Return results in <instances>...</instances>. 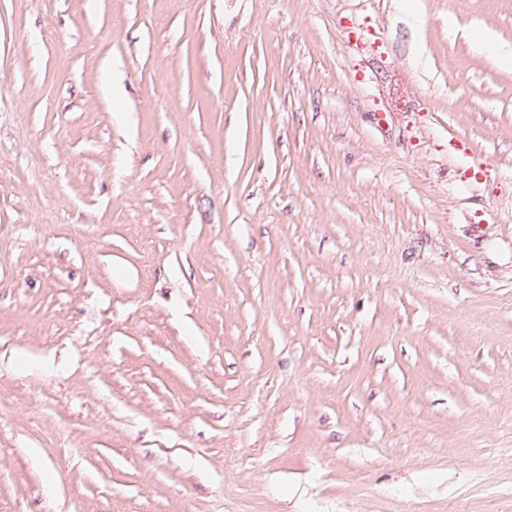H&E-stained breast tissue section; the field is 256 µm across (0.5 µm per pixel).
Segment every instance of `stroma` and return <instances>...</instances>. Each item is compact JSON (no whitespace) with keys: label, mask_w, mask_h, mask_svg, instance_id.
Listing matches in <instances>:
<instances>
[{"label":"stroma","mask_w":512,"mask_h":512,"mask_svg":"<svg viewBox=\"0 0 512 512\" xmlns=\"http://www.w3.org/2000/svg\"><path fill=\"white\" fill-rule=\"evenodd\" d=\"M509 58L512 0H0V512H512Z\"/></svg>","instance_id":"1"}]
</instances>
